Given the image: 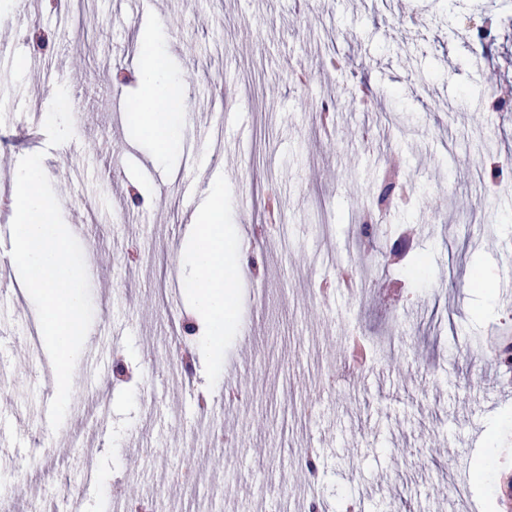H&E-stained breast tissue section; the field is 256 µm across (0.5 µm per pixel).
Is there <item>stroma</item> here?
Returning <instances> with one entry per match:
<instances>
[{
	"mask_svg": "<svg viewBox=\"0 0 512 512\" xmlns=\"http://www.w3.org/2000/svg\"><path fill=\"white\" fill-rule=\"evenodd\" d=\"M490 22L494 44L474 36ZM163 25L167 64L212 123L184 113L166 156L132 119L136 37ZM0 174L42 153L80 243L93 320L65 419L46 427L55 371L0 208V390L22 420L0 424L8 512H103L104 489L156 512H500L494 431L512 448V371L489 345L512 310V193L486 195L489 159L512 157V0H38L0 51ZM399 156L411 194L379 206L377 175ZM224 182L236 312L213 355L186 336L197 301L184 251L208 184ZM381 209L387 244L403 227L422 277L387 259L386 292L338 279L354 261L359 205ZM493 269V290L467 288ZM375 359L321 387L353 337ZM394 337L401 357L380 350ZM255 348L242 365L243 345ZM191 356L185 382L174 351ZM137 373L114 384L116 362ZM207 401L211 423L200 420ZM315 407L306 420L302 412ZM245 449L212 448L209 424ZM81 442L77 458L67 443ZM312 456L316 473L303 459ZM136 458L127 466V458Z\"/></svg>",
	"mask_w": 512,
	"mask_h": 512,
	"instance_id": "35a3bbf8",
	"label": "stroma"
}]
</instances>
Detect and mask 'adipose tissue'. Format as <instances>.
Segmentation results:
<instances>
[{
	"label": "adipose tissue",
	"instance_id": "1",
	"mask_svg": "<svg viewBox=\"0 0 512 512\" xmlns=\"http://www.w3.org/2000/svg\"><path fill=\"white\" fill-rule=\"evenodd\" d=\"M137 47L142 65L137 74L140 96L136 117L141 133L162 153L179 139V117L187 103L180 83L168 74L160 30L140 32ZM224 195L223 185L210 188L199 210L201 233L191 257L199 304L210 322L208 347L215 352L222 348L224 325L231 318L232 302L231 273L224 266Z\"/></svg>",
	"mask_w": 512,
	"mask_h": 512
}]
</instances>
